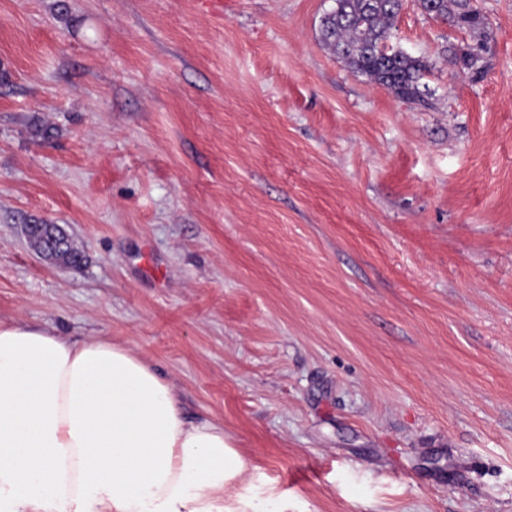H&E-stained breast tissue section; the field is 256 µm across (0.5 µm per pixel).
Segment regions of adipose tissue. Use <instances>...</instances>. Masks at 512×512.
<instances>
[{"label":"adipose tissue","mask_w":512,"mask_h":512,"mask_svg":"<svg viewBox=\"0 0 512 512\" xmlns=\"http://www.w3.org/2000/svg\"><path fill=\"white\" fill-rule=\"evenodd\" d=\"M125 345L0 322V512H288Z\"/></svg>","instance_id":"ef3b65f1"}]
</instances>
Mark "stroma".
<instances>
[{"instance_id":"obj_1","label":"stroma","mask_w":512,"mask_h":512,"mask_svg":"<svg viewBox=\"0 0 512 512\" xmlns=\"http://www.w3.org/2000/svg\"><path fill=\"white\" fill-rule=\"evenodd\" d=\"M479 3L405 0L421 106L324 44L334 0H0V321L130 347L288 512H512V0ZM425 10L431 12V17L448 23L451 28L469 30L470 32L483 29L485 17L476 5L477 0H418ZM448 52L455 58L462 69L481 74L486 65L484 58L468 44L449 43ZM66 237L63 230L56 224L43 225L38 234H29L28 240L31 246L46 256L47 259L56 264H63L69 268H79L85 261V257L70 239L63 247H59L57 240Z\"/></svg>"}]
</instances>
